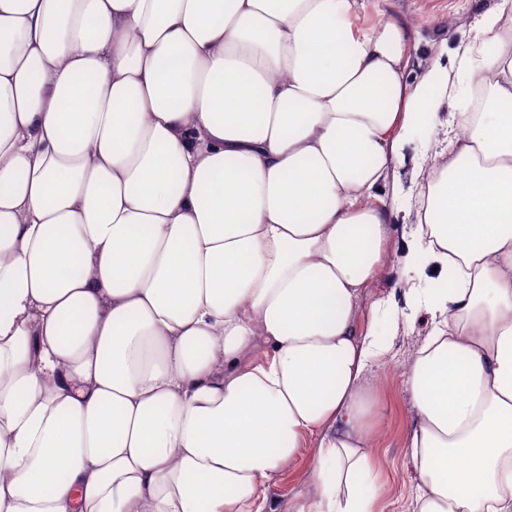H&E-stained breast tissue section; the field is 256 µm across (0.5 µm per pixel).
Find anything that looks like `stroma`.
<instances>
[{"instance_id": "1", "label": "stroma", "mask_w": 512, "mask_h": 512, "mask_svg": "<svg viewBox=\"0 0 512 512\" xmlns=\"http://www.w3.org/2000/svg\"><path fill=\"white\" fill-rule=\"evenodd\" d=\"M496 0H391L399 19L414 22L420 16L454 17V28L430 27L412 31L410 40L415 49L407 71L410 83H419L432 68L447 71L449 81H456L454 50L460 43L473 39L480 15L493 7ZM437 135L428 132L411 133L403 148L405 160L395 165L386 193L394 198L391 221L395 230L386 252V270L365 295L361 304L360 327L373 320L370 303L391 294L405 282L420 288H438L442 278L431 271L406 268L401 263L405 249L404 237L411 225L406 211L415 204L407 192L412 184L423 183L428 173L427 163L437 149ZM432 324L425 315H417L407 326H399L389 351L371 363L367 375L377 388L380 417L374 449L378 476V496L381 512H413L416 476L408 464L407 434L414 422V409L406 389L403 369L415 357ZM312 456L304 454L269 483L267 495L271 512H292L293 504L313 489Z\"/></svg>"}]
</instances>
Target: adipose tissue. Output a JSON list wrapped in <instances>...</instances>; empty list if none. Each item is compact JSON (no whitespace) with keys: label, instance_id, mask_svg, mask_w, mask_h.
<instances>
[{"label":"adipose tissue","instance_id":"obj_1","mask_svg":"<svg viewBox=\"0 0 512 512\" xmlns=\"http://www.w3.org/2000/svg\"><path fill=\"white\" fill-rule=\"evenodd\" d=\"M383 0H0V512H377L402 309L415 512H512V0L409 88ZM454 112L374 302L405 136ZM315 447V440H309L308 451L269 483L267 495L271 511L291 512L293 504L313 490L311 459L315 454Z\"/></svg>","mask_w":512,"mask_h":512}]
</instances>
